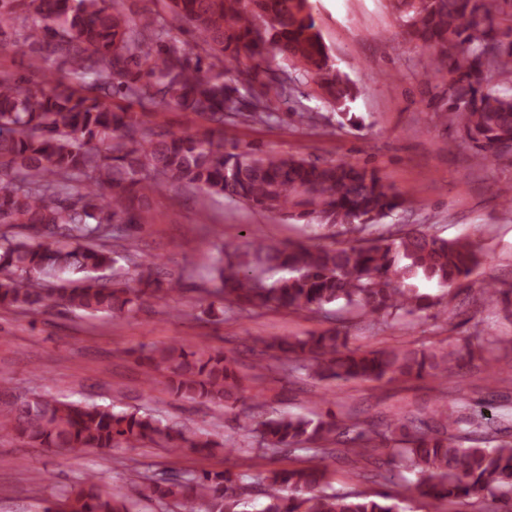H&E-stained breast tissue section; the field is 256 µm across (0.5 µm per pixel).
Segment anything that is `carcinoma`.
<instances>
[{"instance_id":"cac0c4a2","label":"carcinoma","mask_w":512,"mask_h":512,"mask_svg":"<svg viewBox=\"0 0 512 512\" xmlns=\"http://www.w3.org/2000/svg\"><path fill=\"white\" fill-rule=\"evenodd\" d=\"M126 2L0 0V50L28 55L29 70L41 76L30 87L0 72V225L22 228L18 238L0 237V309L63 306L118 320L183 292L181 281L153 262L130 255L127 266L118 265L114 250L133 245L135 233L151 223L153 197L167 184L358 231L401 210L403 196L365 165L224 149V119L277 121L279 105L302 84H315L340 116L350 114L360 89L337 67L311 0H165L167 19ZM391 2L405 36L429 52L428 106L478 163L511 159L512 93L490 81L512 76V0ZM19 22L23 32L5 39ZM176 29L190 39L178 38ZM271 58L286 67L271 68ZM114 95L128 105L112 104ZM171 110L208 125L178 134L153 122ZM482 259L470 240L416 229L336 248L254 238L242 249L224 247L210 294L230 311L326 314L341 301L377 322L432 309L446 317L450 303L409 281L460 288ZM477 293L489 303H512V289L494 283ZM262 344L281 368L338 383L446 378L465 360L484 362L491 379L512 372L480 346L354 349L337 325ZM139 360L163 370L178 398L226 409L247 393L238 360L219 350L169 344ZM491 409L489 401L472 409L461 397L421 417L388 421L378 439L331 412L262 416L253 419L260 451L290 453L310 443L308 465L271 469L256 487L231 469L158 476L136 467V500L88 473L43 512H140L142 500L186 512H405L401 495L326 490L325 460L349 454L376 469L401 457L416 476L406 490L432 504L491 500L499 503L495 512H512V438L492 426ZM4 435L74 454L160 445L172 453L239 452L215 429L189 439L137 409L0 385Z\"/></svg>"}]
</instances>
